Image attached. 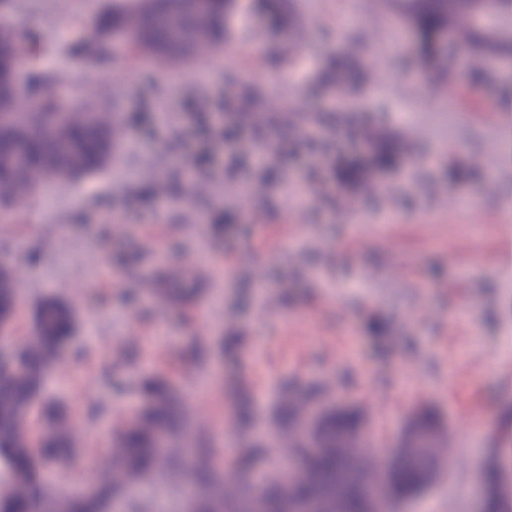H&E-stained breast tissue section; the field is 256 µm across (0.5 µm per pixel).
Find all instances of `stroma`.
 Returning a JSON list of instances; mask_svg holds the SVG:
<instances>
[{
  "label": "stroma",
  "mask_w": 512,
  "mask_h": 512,
  "mask_svg": "<svg viewBox=\"0 0 512 512\" xmlns=\"http://www.w3.org/2000/svg\"><path fill=\"white\" fill-rule=\"evenodd\" d=\"M98 10L97 0H76L72 13L56 0H12L14 20L33 22L40 44L55 45L38 66L62 72L63 100L121 113L138 97L150 117L160 99L192 95L205 110L248 86L257 111L291 102L279 124L299 134L336 97L286 75L287 32L301 26L305 52H348L363 71L348 123L325 122L329 141L367 121L402 150L393 166L371 171L370 193L350 183L325 199L289 167L257 198H241L230 176L189 197L165 166L176 145L161 127L145 147L123 135L120 159L133 178L60 183L33 211L0 210V254L20 271L14 344L31 336L38 300H61L74 316L43 399L63 408L76 458L49 480L68 489L97 479L113 433L143 406V376L205 392L192 412L227 468L249 442L239 397L260 416L283 384L328 383L365 409L372 441L384 446L418 408H434L451 462L400 512H469L488 449L512 448V268L496 256L512 233V126L499 98L512 75L493 73L475 89L436 79L407 22L396 48L382 51L375 31L389 25L390 0H286L282 31L234 27L222 54L175 81L124 54L106 69L73 57ZM397 110L412 122H389ZM155 182L169 195L158 213L147 191ZM259 268L268 281L291 282L276 307L258 298ZM174 273L194 290L175 310L148 295ZM196 348L202 360L191 359Z\"/></svg>",
  "instance_id": "obj_1"
}]
</instances>
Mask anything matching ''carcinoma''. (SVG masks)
<instances>
[{"label":"carcinoma","instance_id":"carcinoma-1","mask_svg":"<svg viewBox=\"0 0 512 512\" xmlns=\"http://www.w3.org/2000/svg\"><path fill=\"white\" fill-rule=\"evenodd\" d=\"M224 9L194 11L185 0L160 6L154 0H107L92 37L75 53L102 63L109 59L114 41L126 39L130 58L143 56L159 65L183 66L199 59L202 48L216 54L224 48L234 0H222ZM413 23L422 45L446 64L454 63L460 46L497 45L495 20L512 12V0H492V13L479 25L468 23L475 0H394ZM10 0H0V45L12 46L27 38L11 21ZM440 28L453 33L443 48L435 38ZM353 59L338 53L316 78L337 88L351 81ZM21 147L0 148V209L18 210L45 187L82 180L109 171L120 151L119 116L89 105L72 106L42 94L31 108L15 110ZM363 153L339 160L341 175L348 177L366 167L386 168L394 153L385 138L365 135ZM157 303L175 307L185 301L177 288H159ZM17 304L16 284L8 260H0V326L7 325ZM32 341L0 360V487L9 494L0 498V512H156L135 495L141 483L181 489L183 512H289L288 499L329 498L341 512H363L357 493L362 473L356 465L357 449L346 435L369 429V418L359 409H337L334 388L319 386L306 391L280 389L263 419L243 411L240 424L278 439L283 463L261 469L258 482L228 479L212 465L217 449L195 428L182 397L159 377H146L139 392L147 401L112 441V475L95 487L91 497L74 500L50 487L47 472L73 454L72 439L62 415L45 410L44 431L37 443L28 435V416L41 399V375L56 359L62 340L71 329V310L54 298L43 300L33 312ZM308 461L304 475L288 477L290 461ZM437 471L431 448L412 444L397 450L390 474L401 499L421 493L419 476Z\"/></svg>","mask_w":512,"mask_h":512}]
</instances>
